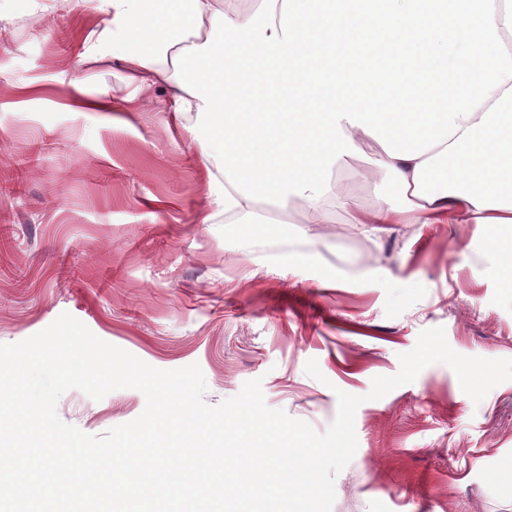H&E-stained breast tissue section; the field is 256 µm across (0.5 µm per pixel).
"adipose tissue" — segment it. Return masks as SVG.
<instances>
[{"instance_id":"ef3b65f1","label":"adipose tissue","mask_w":512,"mask_h":512,"mask_svg":"<svg viewBox=\"0 0 512 512\" xmlns=\"http://www.w3.org/2000/svg\"><path fill=\"white\" fill-rule=\"evenodd\" d=\"M105 15L83 60L134 90L75 99L195 114L206 210L338 204L331 173L376 151L396 197L352 224H473L512 280V0H74Z\"/></svg>"}]
</instances>
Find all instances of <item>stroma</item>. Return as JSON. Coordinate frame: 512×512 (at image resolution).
<instances>
[{
    "label": "stroma",
    "instance_id": "1",
    "mask_svg": "<svg viewBox=\"0 0 512 512\" xmlns=\"http://www.w3.org/2000/svg\"><path fill=\"white\" fill-rule=\"evenodd\" d=\"M103 19L60 0H0V344L62 313L152 367L201 368L216 405L261 379L266 404L326 432L336 390L363 397L357 451L331 512H512V380L473 403L443 363L378 400L419 334L444 327L465 356L512 359V281L473 224L349 218L393 198L373 157L332 175L343 206L292 201L282 232L245 235L199 221L206 174L196 124L142 104L76 112V91L111 94L122 65L80 56ZM316 360L323 374L305 372ZM144 395L67 390L59 418L101 436L132 421Z\"/></svg>",
    "mask_w": 512,
    "mask_h": 512
}]
</instances>
